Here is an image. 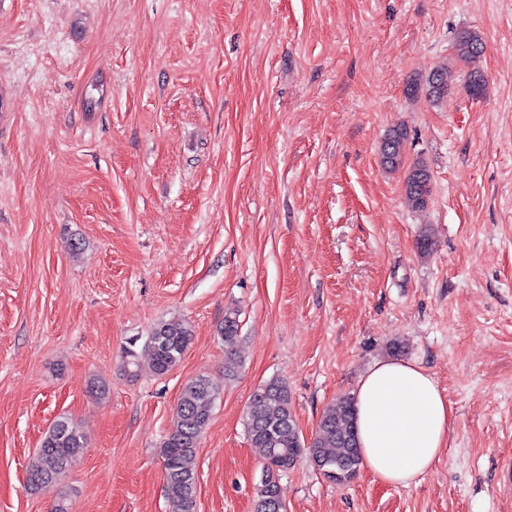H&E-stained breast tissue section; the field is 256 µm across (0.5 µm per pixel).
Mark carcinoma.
<instances>
[{
    "label": "carcinoma",
    "mask_w": 512,
    "mask_h": 512,
    "mask_svg": "<svg viewBox=\"0 0 512 512\" xmlns=\"http://www.w3.org/2000/svg\"><path fill=\"white\" fill-rule=\"evenodd\" d=\"M484 51L485 43L473 31H463L455 39L453 61L469 67L464 87L472 97H479L484 91V77L472 67ZM448 90V65L444 64L410 80L406 93L415 96L423 91L431 100L439 101L448 96ZM406 137V129L401 126L388 130L380 146L381 163L389 171L405 169V198L412 208L422 209L431 195L432 175L422 160L404 166ZM238 330L236 316H224L219 336L224 342L225 370L230 373L234 369L233 348ZM151 335L159 338L160 344L148 345V364L141 363L136 341L124 349L123 369L127 375L136 378L144 371L154 376L169 373L178 366L193 337L190 326L177 320L158 321ZM215 401L216 392L206 377L186 382L176 407V429L161 443L166 494L180 504L182 512H196L197 448ZM355 412V396L345 394L336 398L323 411L317 431L307 443L293 416L287 383L275 378L257 386L246 407V424L251 444L262 449L263 472L268 478L259 481L254 512H271L270 501L281 498L279 480L302 458L336 485L354 479L362 465ZM85 449L86 438L77 425L67 417L57 419L41 439L27 472V485L33 490L62 479Z\"/></svg>",
    "instance_id": "1"
}]
</instances>
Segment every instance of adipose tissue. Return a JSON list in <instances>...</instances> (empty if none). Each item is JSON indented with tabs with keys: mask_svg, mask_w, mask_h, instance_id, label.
Returning a JSON list of instances; mask_svg holds the SVG:
<instances>
[{
	"mask_svg": "<svg viewBox=\"0 0 512 512\" xmlns=\"http://www.w3.org/2000/svg\"><path fill=\"white\" fill-rule=\"evenodd\" d=\"M452 421L435 379L416 363L384 360L358 382L362 465L380 483L406 487L431 471Z\"/></svg>",
	"mask_w": 512,
	"mask_h": 512,
	"instance_id": "ef3b65f1",
	"label": "adipose tissue"
}]
</instances>
